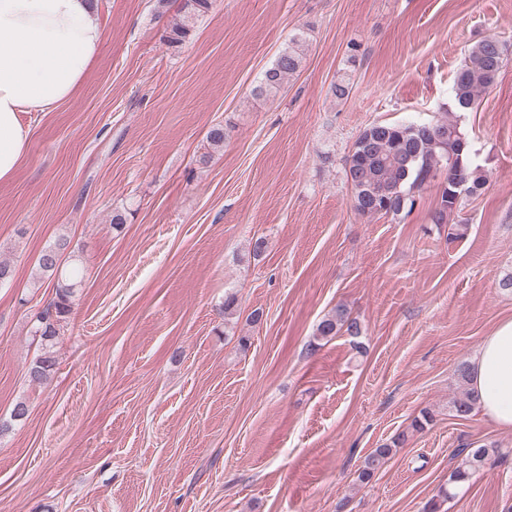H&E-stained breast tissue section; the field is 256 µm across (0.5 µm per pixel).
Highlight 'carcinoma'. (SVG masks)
Here are the masks:
<instances>
[{"mask_svg":"<svg viewBox=\"0 0 512 512\" xmlns=\"http://www.w3.org/2000/svg\"><path fill=\"white\" fill-rule=\"evenodd\" d=\"M303 59V40L294 37L266 69L254 88L258 96H274L293 75ZM504 66V50L499 41L487 37L468 50L464 64L453 78V105L459 111L475 107L480 94L496 81ZM437 128L448 130V140L440 144L433 136ZM224 126L212 127L206 136V162L211 154L224 146ZM468 134L450 112H444L429 122L373 123L358 135L346 162V176L352 187V207L363 216L377 214L399 216L412 211L416 192L423 188L436 189L437 202L432 210L434 224H445L462 195L478 196L486 183L485 169L474 164L469 155ZM68 248L65 238L46 249L39 259L38 274L52 273L56 278V296L35 314V334L47 346L57 339L63 323L72 312L75 288L81 281L78 264L61 266V255ZM350 336L361 334V324L351 316L345 305H337L316 328L319 339H328L340 332ZM57 360L47 348L30 365V381L43 383L55 372ZM403 443L396 437L392 443L374 449L364 460L358 474L362 482L369 481L389 459L393 449ZM489 449L470 448L465 467L456 469L450 482L467 479L470 471L482 467Z\"/></svg>","mask_w":512,"mask_h":512,"instance_id":"1","label":"carcinoma"}]
</instances>
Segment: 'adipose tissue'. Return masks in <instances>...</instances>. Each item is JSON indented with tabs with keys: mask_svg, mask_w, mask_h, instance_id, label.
I'll return each instance as SVG.
<instances>
[{
	"mask_svg": "<svg viewBox=\"0 0 512 512\" xmlns=\"http://www.w3.org/2000/svg\"><path fill=\"white\" fill-rule=\"evenodd\" d=\"M98 0H0V182L27 154L25 115L69 101L105 39ZM482 415L512 430V318L485 336L469 361Z\"/></svg>",
	"mask_w": 512,
	"mask_h": 512,
	"instance_id": "obj_1",
	"label": "adipose tissue"
}]
</instances>
